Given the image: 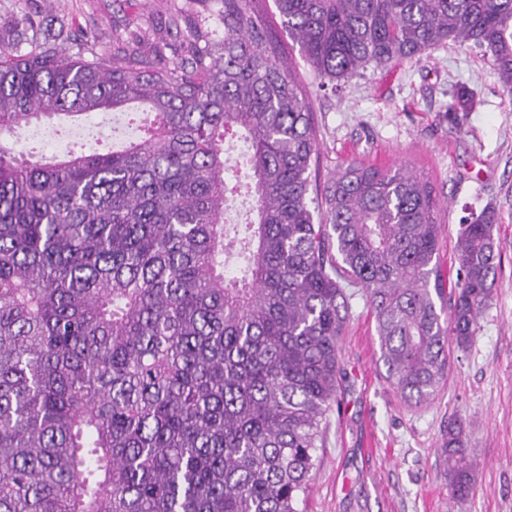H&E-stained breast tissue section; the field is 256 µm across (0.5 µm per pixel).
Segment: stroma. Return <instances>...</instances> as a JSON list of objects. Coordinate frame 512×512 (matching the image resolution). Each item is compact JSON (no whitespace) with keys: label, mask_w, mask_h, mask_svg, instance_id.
Listing matches in <instances>:
<instances>
[{"label":"stroma","mask_w":512,"mask_h":512,"mask_svg":"<svg viewBox=\"0 0 512 512\" xmlns=\"http://www.w3.org/2000/svg\"><path fill=\"white\" fill-rule=\"evenodd\" d=\"M180 0H0V40L19 52L32 31L4 20L36 15L45 28L69 24L57 47L73 54L81 30L93 28L100 50L114 53L143 37L168 43L169 62L182 55V36L168 17ZM313 112L318 161L312 186L321 190L351 162L382 169L406 166L440 201L438 266L456 278L462 218L495 208L502 246L494 300L480 332L464 351H452L449 372L434 400L415 407L387 380L375 321L364 296L351 299L338 343L341 401L322 423L303 512H512V93L490 57L448 43L412 59L389 62L340 87H319L298 44L282 30L274 0H262ZM128 137L112 113L53 117L0 133V146L29 162L119 150ZM463 422L474 488L462 502L450 497L442 454L450 424Z\"/></svg>","instance_id":"obj_1"}]
</instances>
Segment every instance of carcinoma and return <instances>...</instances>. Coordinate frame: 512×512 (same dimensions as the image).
<instances>
[{
    "label": "carcinoma",
    "instance_id": "obj_1",
    "mask_svg": "<svg viewBox=\"0 0 512 512\" xmlns=\"http://www.w3.org/2000/svg\"><path fill=\"white\" fill-rule=\"evenodd\" d=\"M188 0V57L0 43V133L133 102L155 117L122 151L29 164L0 147V512H300L338 400L347 289L362 290L387 379L438 393L493 298L492 208L461 224L444 286L432 187L351 163L311 195L310 104L261 0H221L224 39ZM316 78L468 43L512 92V0H274ZM251 183L228 186L224 139ZM255 220L227 224L228 195ZM235 268L237 274L227 275ZM462 426L443 454L473 491Z\"/></svg>",
    "mask_w": 512,
    "mask_h": 512
}]
</instances>
